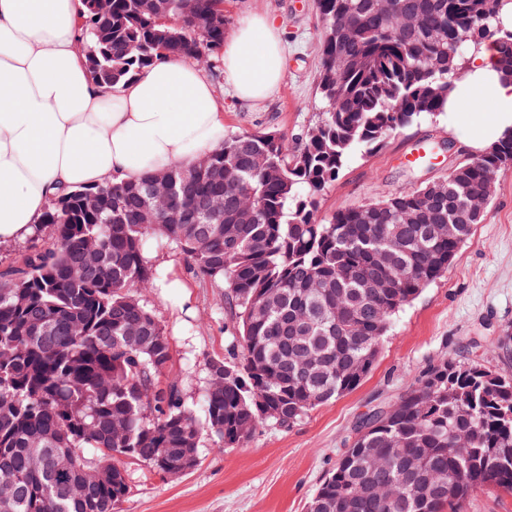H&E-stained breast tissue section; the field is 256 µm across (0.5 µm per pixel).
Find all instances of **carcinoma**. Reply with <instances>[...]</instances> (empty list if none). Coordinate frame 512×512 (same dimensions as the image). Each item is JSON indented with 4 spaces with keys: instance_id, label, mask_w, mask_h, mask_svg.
<instances>
[{
    "instance_id": "carcinoma-1",
    "label": "carcinoma",
    "mask_w": 512,
    "mask_h": 512,
    "mask_svg": "<svg viewBox=\"0 0 512 512\" xmlns=\"http://www.w3.org/2000/svg\"><path fill=\"white\" fill-rule=\"evenodd\" d=\"M318 90L327 102L301 142L242 133L193 164L112 177L50 200L30 244L0 263V474L17 477L0 512H114L127 461L222 451L260 426H289L357 387L393 318L442 277L463 241L437 232L465 212L464 190L492 195L512 134L440 181L319 217L318 195L357 152L448 111L469 56L486 42L512 80V0H315ZM90 77L110 89L156 61L222 77L224 0H81ZM170 173L167 211L146 219ZM97 247L91 262L86 244ZM182 254L219 289L232 324L223 358L171 375L172 344L143 294ZM198 387L195 399L183 385ZM512 494V372L431 366L393 404L361 417L314 497L323 512H464L473 493Z\"/></svg>"
}]
</instances>
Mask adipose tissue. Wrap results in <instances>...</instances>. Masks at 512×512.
<instances>
[{
  "mask_svg": "<svg viewBox=\"0 0 512 512\" xmlns=\"http://www.w3.org/2000/svg\"><path fill=\"white\" fill-rule=\"evenodd\" d=\"M78 0H0V242L29 237L48 201L119 174L195 163L224 140V101L196 65L162 60L104 91L89 76ZM225 83L238 103L265 100L284 76L279 27L242 20L224 42ZM494 102L472 132L483 150L512 130V82L494 44L469 61L451 105L472 92Z\"/></svg>",
  "mask_w": 512,
  "mask_h": 512,
  "instance_id": "obj_1",
  "label": "adipose tissue"
}]
</instances>
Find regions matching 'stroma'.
<instances>
[{
	"instance_id": "35a3bbf8",
	"label": "stroma",
	"mask_w": 512,
	"mask_h": 512,
	"mask_svg": "<svg viewBox=\"0 0 512 512\" xmlns=\"http://www.w3.org/2000/svg\"><path fill=\"white\" fill-rule=\"evenodd\" d=\"M225 10L234 25L255 13L269 15L285 44L284 78L267 100L244 107L225 96V135L302 136L322 109L315 0H226ZM473 118L463 108L450 118L418 122L382 148L353 156L320 196L321 218L445 177L470 152L465 139ZM414 149L423 158L411 163L407 155ZM157 262L188 285L183 296L145 295L171 338L172 373L188 366L202 372L207 359L225 356L230 319L215 289L190 273L179 252L164 251ZM505 334L512 335V165L498 173L485 217L448 273L394 317L374 366L355 389L290 426L260 428L244 446L220 453L203 445L197 466L178 480L127 464L130 491L117 512H307L361 415L396 401L424 370L446 359L512 369V359L503 360L493 345Z\"/></svg>"
}]
</instances>
